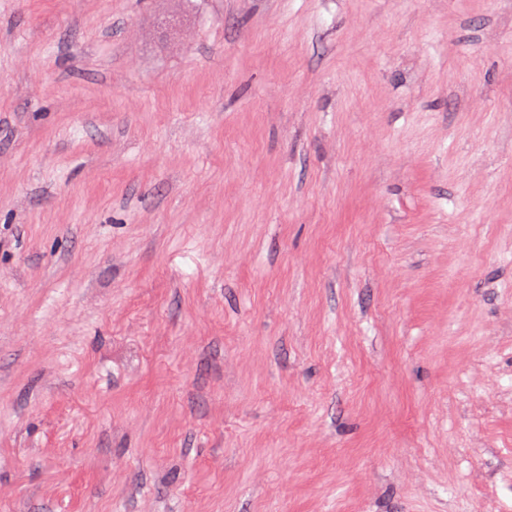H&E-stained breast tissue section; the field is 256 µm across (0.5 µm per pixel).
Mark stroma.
I'll return each instance as SVG.
<instances>
[{"mask_svg":"<svg viewBox=\"0 0 512 512\" xmlns=\"http://www.w3.org/2000/svg\"><path fill=\"white\" fill-rule=\"evenodd\" d=\"M0 512H512V0H0Z\"/></svg>","mask_w":512,"mask_h":512,"instance_id":"1","label":"stroma"}]
</instances>
